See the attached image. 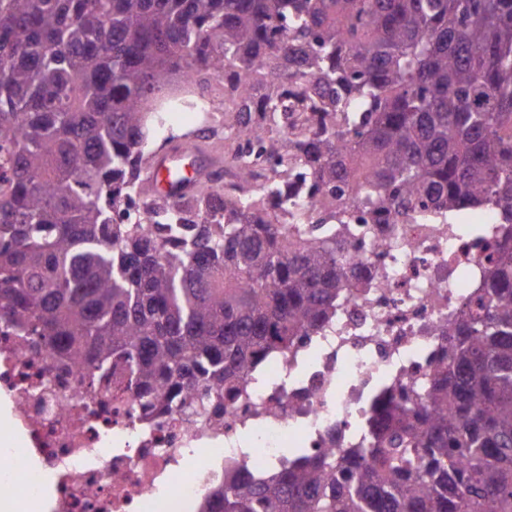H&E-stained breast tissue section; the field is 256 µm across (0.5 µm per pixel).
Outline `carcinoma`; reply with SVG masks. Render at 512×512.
I'll return each mask as SVG.
<instances>
[{"label": "carcinoma", "instance_id": "obj_1", "mask_svg": "<svg viewBox=\"0 0 512 512\" xmlns=\"http://www.w3.org/2000/svg\"><path fill=\"white\" fill-rule=\"evenodd\" d=\"M224 80L259 133L233 188L146 198L151 98ZM0 324L145 419L224 397L363 287L356 227L492 206L504 230L474 310L422 387L357 448L214 512H512V0H0Z\"/></svg>", "mask_w": 512, "mask_h": 512}]
</instances>
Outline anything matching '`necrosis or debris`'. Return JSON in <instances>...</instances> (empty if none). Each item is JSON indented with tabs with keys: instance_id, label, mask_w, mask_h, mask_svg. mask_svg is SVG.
I'll return each mask as SVG.
<instances>
[{
	"instance_id": "1",
	"label": "necrosis or debris",
	"mask_w": 512,
	"mask_h": 512,
	"mask_svg": "<svg viewBox=\"0 0 512 512\" xmlns=\"http://www.w3.org/2000/svg\"><path fill=\"white\" fill-rule=\"evenodd\" d=\"M353 250L365 288L287 354L250 372L225 402L222 424L175 412L143 421L130 403L91 411L80 371L0 334V394L17 440L0 444V485L24 478L21 512H205L225 472L265 479L285 463L355 447L389 391L424 385L446 342L440 334L479 292L502 227L478 223L377 224Z\"/></svg>"
}]
</instances>
